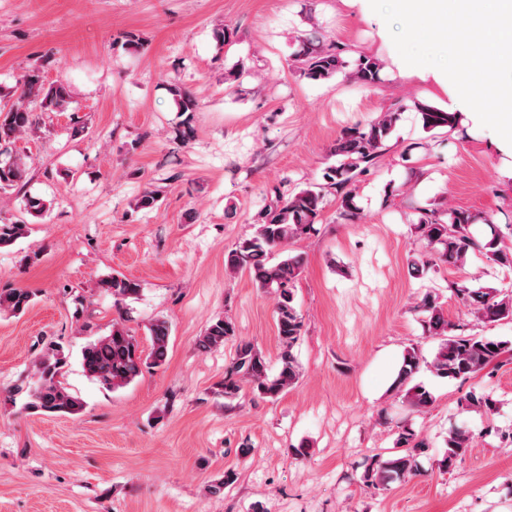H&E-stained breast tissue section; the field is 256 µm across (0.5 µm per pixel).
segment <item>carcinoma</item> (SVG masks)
I'll use <instances>...</instances> for the list:
<instances>
[{"instance_id":"1","label":"carcinoma","mask_w":512,"mask_h":512,"mask_svg":"<svg viewBox=\"0 0 512 512\" xmlns=\"http://www.w3.org/2000/svg\"><path fill=\"white\" fill-rule=\"evenodd\" d=\"M302 65L303 76L320 82L331 79L343 67L340 53L334 48L313 50L302 47L296 54ZM381 63L373 57L360 59L353 77L362 84H372L379 78ZM174 103L181 113L199 110L197 97L177 83L171 84ZM15 100L0 105V144H7L33 125L30 104L38 105L42 112H64L71 98L69 85L63 81L47 83L40 67L35 66L21 77L13 91ZM422 127L430 132L453 128L460 120L455 112H446L427 105L419 106ZM399 119V113L386 112L365 128H351L337 140L335 155L338 163L327 169V185L343 192L341 207L347 214L356 215L354 196L350 190L356 178L377 162L384 142ZM28 174L24 157L9 149H0V192L26 185ZM322 188L309 185L276 201L265 208L258 217L255 234L243 239L225 257V267L230 272L246 269L258 288L273 296L277 335L281 347L278 371L271 375L262 354L249 342L240 343L235 358L230 363L221 384L224 399L232 401L244 387L262 397L275 398L298 379V365L293 349L301 336L302 316L294 304L291 286L302 272L300 259L284 257L274 263L272 259L286 251L288 243L308 233L321 216ZM478 216L461 210H450L447 219L436 212H423L417 229L430 248L428 254L413 258L411 268L440 261L464 265L470 253L512 268V247L506 245L492 221H485L489 233L479 237L475 233ZM25 233L23 224H0V251L10 248ZM98 287L112 293L114 304L121 305L128 298L139 295L141 285L131 279L114 275L99 281ZM457 298L471 314L488 322L512 321V292L498 288L470 289L465 285L454 288ZM31 302V294L22 289L0 292V310L19 314ZM418 308L430 313L429 326L439 343L430 366L435 372L451 379L476 376L491 366L501 363L504 355L512 353V341L487 336L450 335L454 325L448 322L441 306L429 295ZM150 348L140 345L129 329L121 322L112 323L106 335L90 340L82 350V367L86 376L106 389L117 390L133 382L143 369L161 368L168 358L170 327L168 322L157 320L149 327ZM236 336L234 324L224 318L211 322L205 329L200 346L218 349ZM425 362L419 349H405L392 388L406 385ZM67 356L63 346L51 342L35 363L32 382L25 389L27 402L24 409L44 415H77L84 407L83 401L69 392L61 381ZM414 407L421 409L433 403V396L421 386L407 391ZM463 406L491 417L496 403L484 394L470 393ZM473 439L468 430L457 427L446 440V450L437 465L448 468L466 454ZM428 444L412 431H403L388 455L376 454L365 466L363 479L369 485L386 486L420 474L418 458L426 452Z\"/></svg>"}]
</instances>
